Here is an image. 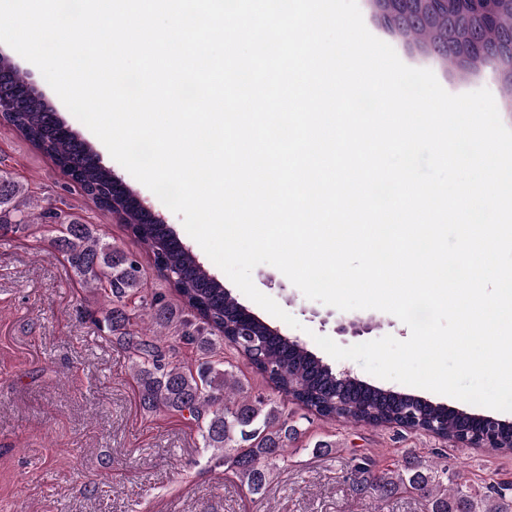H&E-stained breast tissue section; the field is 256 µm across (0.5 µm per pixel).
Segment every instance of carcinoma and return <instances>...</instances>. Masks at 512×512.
<instances>
[{"label": "carcinoma", "instance_id": "1", "mask_svg": "<svg viewBox=\"0 0 512 512\" xmlns=\"http://www.w3.org/2000/svg\"><path fill=\"white\" fill-rule=\"evenodd\" d=\"M9 80L21 94L16 110L5 113L0 121L53 157L64 170L76 171L83 190L101 209L121 212L119 219L133 237L181 272L173 287L182 307L154 296L142 315L127 309L126 303L128 293L142 287L135 254L102 242L90 225L77 218L64 223L54 239L87 287L109 288L112 307L104 322L109 333L131 351L143 409L188 413L198 422L203 447L210 449L216 463L232 472L249 493H264L268 465L287 460L288 441L299 435L297 425L285 416L284 407L290 400L323 417L369 426L398 424L404 408L413 405L421 413L416 429L432 432V422L441 417L439 432L447 439L462 430L482 429L483 416L479 414L447 413L442 404L367 386L352 377L344 386V399H337L340 374L302 344L274 336L264 322L250 319L167 225L153 222L131 194L114 192L112 170L102 166L74 133L64 130L41 94L24 91L27 82L21 73L12 70ZM37 218L45 215L31 212L23 186L0 173V224H29ZM144 315L150 332H132L133 321ZM242 325L250 326L263 339L255 351L254 365L261 372L272 366L268 381L279 393L277 399L244 391L232 372L217 368L210 360L187 369L174 362L162 346V336L176 327L180 339L206 352L208 333L216 331L224 340L234 342ZM351 475L362 493L379 500L416 494L425 499L428 512H507L504 502L512 497V485L500 484L491 495L474 493L470 484L448 472V466L436 462L409 460L380 470L370 457L358 456L353 459Z\"/></svg>", "mask_w": 512, "mask_h": 512}]
</instances>
